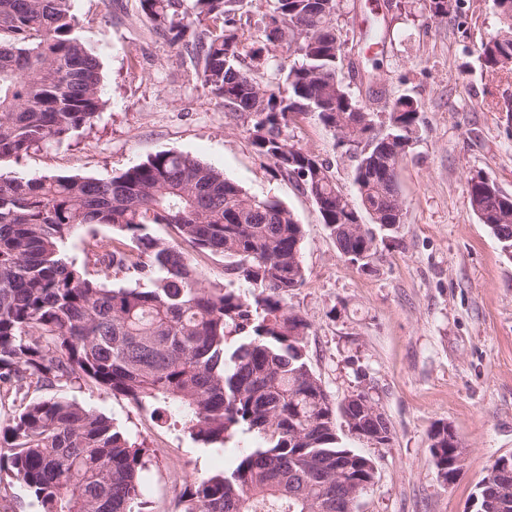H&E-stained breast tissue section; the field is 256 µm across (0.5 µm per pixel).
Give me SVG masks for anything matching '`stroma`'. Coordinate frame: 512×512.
<instances>
[{"label": "stroma", "instance_id": "1", "mask_svg": "<svg viewBox=\"0 0 512 512\" xmlns=\"http://www.w3.org/2000/svg\"><path fill=\"white\" fill-rule=\"evenodd\" d=\"M466 22L429 18L423 0H341L348 43L341 80L368 109L400 95L422 107L419 139L399 169L404 222L364 271L337 250L313 200L275 174L242 119L201 86L189 58L159 37L138 0H78L80 34L100 62L106 105L92 128L1 166L18 177L120 174L165 150L193 156L249 194L282 201L304 226V284L288 306L310 325L309 361L333 402L362 385L392 423L383 446L346 437L370 458L374 484L360 512H468L491 463L512 456V259L469 211L465 182L481 171L512 195V73L481 65L482 40L500 27L492 0H466ZM288 132L330 162L356 197V162L312 116ZM58 396L102 413L150 450L143 473L152 512H178L191 478L232 468L258 437L239 431L223 447L195 440L179 413L71 385ZM447 423L465 448L443 483L428 431Z\"/></svg>", "mask_w": 512, "mask_h": 512}]
</instances>
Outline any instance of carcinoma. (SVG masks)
Instances as JSON below:
<instances>
[{
    "label": "carcinoma",
    "instance_id": "1",
    "mask_svg": "<svg viewBox=\"0 0 512 512\" xmlns=\"http://www.w3.org/2000/svg\"><path fill=\"white\" fill-rule=\"evenodd\" d=\"M77 0H0V163L59 142L93 124L106 106L100 63L77 34ZM238 0H139L154 31L181 47L203 86L248 120L255 150L295 179L314 201L341 256L360 266L394 239L398 168L419 138V102L401 95L388 118L359 104L339 80L340 0H272L253 21L281 58L258 78L241 66L246 50L234 20ZM464 0H424L430 17L464 24ZM503 28L481 42L492 71L512 60V0H494ZM366 116L368 153L340 137ZM312 115L356 158L360 204L336 186L330 166L288 134ZM470 211L512 258V195L479 172L466 180ZM379 223L381 236L346 228L350 215ZM164 224L181 243L150 232ZM107 226L120 239L98 250L94 271L67 241L80 228ZM303 228L281 201L250 195L214 167L161 151L117 176L0 174V487L17 486L40 512H147L140 473L147 449L75 401L32 398L78 384L119 394L163 414L183 411L197 439L222 445L238 430L263 442L230 471L195 477L180 512H358L361 485L375 479L366 456L338 429L392 439L387 416H372L357 389L334 403L308 357L309 324L288 307L301 287ZM224 260L227 284H202L189 251ZM133 277V287L109 279ZM434 424L435 467L448 464V436Z\"/></svg>",
    "mask_w": 512,
    "mask_h": 512
}]
</instances>
